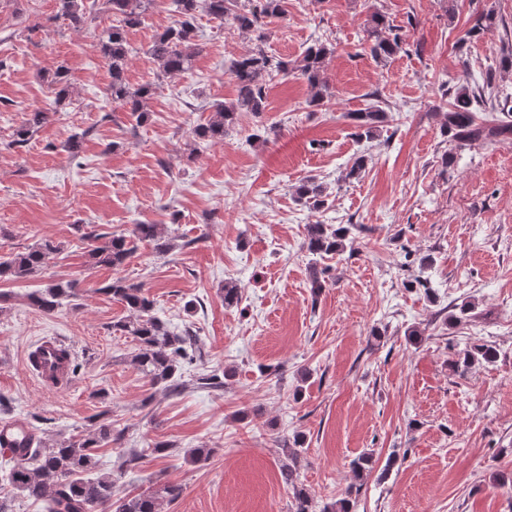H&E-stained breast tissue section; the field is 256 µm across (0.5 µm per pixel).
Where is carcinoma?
<instances>
[{"instance_id": "1", "label": "carcinoma", "mask_w": 512, "mask_h": 512, "mask_svg": "<svg viewBox=\"0 0 512 512\" xmlns=\"http://www.w3.org/2000/svg\"><path fill=\"white\" fill-rule=\"evenodd\" d=\"M155 0H103L106 11L116 17L117 24L103 31L98 50L109 66L112 82L109 85L112 102L130 112L136 123L148 119L143 101L153 90L146 84L131 90L125 72L129 62V44L126 31L139 26ZM177 15L174 25L160 33L149 49V54L158 65L157 80L181 74L190 68L197 52L194 41L199 13L203 12L226 26L240 31H251L265 25L268 18H278L283 13L282 0H260V7H250V0H170ZM55 18H64L75 26L96 19L88 11L84 0H57ZM374 38L372 48L377 57L390 58L402 49L403 38L399 29L386 22L379 12L371 15L368 30ZM330 49L325 45L309 48L303 64L299 66L310 88L309 103L324 104L328 86L322 73V62ZM237 88L234 102L218 103L208 121L195 129V135L204 141H222L236 112L246 109L251 112L264 111L266 79L280 73H288V63L268 54L263 39L233 59L229 69ZM48 85L55 96V104L61 105L70 98L71 90L64 69L57 68L48 75ZM493 86L486 82L483 87L472 88L462 84L456 88L453 108L446 114V132L454 147L462 149L476 141L490 137L512 134V122L488 126L477 122L475 110L492 104ZM49 112L35 108L29 117L14 132L10 146H26L34 129L46 122ZM386 113L377 105L354 113L356 137L370 136ZM295 200L310 209L322 210L328 206V194L322 184L313 178L304 180L295 190ZM349 228L333 227L331 224H309L305 247L309 254L324 258L340 255L346 248ZM88 255L97 266L114 267L122 264L137 249L136 241L153 243L160 255L174 248L172 240L164 234L158 224H137L134 239L124 235L104 238L102 234H90ZM60 252V246L45 240L24 252L13 254L0 261L1 279H26L36 275L51 254ZM112 298L125 304L133 313L130 319L113 325L115 330L133 337L138 343L134 363L138 370L149 378L152 385H164L170 394H179L190 386L220 390L224 382L216 374H202L186 379L181 372L179 359L201 355L198 340L189 331L175 332L168 324L151 313V303L143 293L142 286L115 280L101 289ZM76 297L75 283L57 282L27 295L30 304L44 312H52L63 302ZM497 358L496 348L488 343H475L463 353L458 367L466 371L476 363H491ZM94 433L88 438H70L47 444L32 430L18 438L13 445L10 461L13 466L8 480L14 490L24 497L44 503V512H158L159 501L173 502L181 495V488L162 485L150 495L116 494V480L110 473L99 472V459L95 448L102 442L119 443L124 431L112 432L108 412L102 411L92 424ZM300 437H293V444L283 447L285 460L281 465L283 480L292 488V512H313L312 497L303 485L296 481V470L300 458ZM352 490L346 489L342 497L326 504L322 512H352Z\"/></svg>"}]
</instances>
